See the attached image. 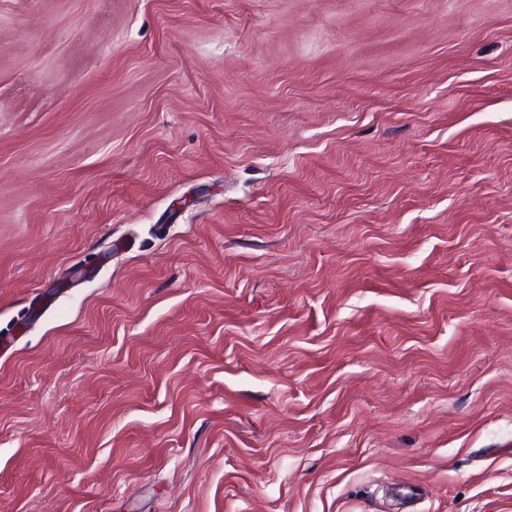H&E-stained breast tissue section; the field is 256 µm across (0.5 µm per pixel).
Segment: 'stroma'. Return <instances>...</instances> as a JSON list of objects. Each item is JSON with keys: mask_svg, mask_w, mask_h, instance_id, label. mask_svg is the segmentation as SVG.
Instances as JSON below:
<instances>
[{"mask_svg": "<svg viewBox=\"0 0 512 512\" xmlns=\"http://www.w3.org/2000/svg\"><path fill=\"white\" fill-rule=\"evenodd\" d=\"M0 512H512V0H0Z\"/></svg>", "mask_w": 512, "mask_h": 512, "instance_id": "stroma-1", "label": "stroma"}]
</instances>
